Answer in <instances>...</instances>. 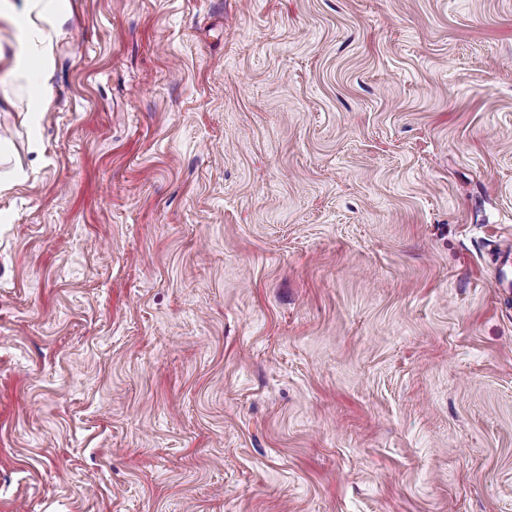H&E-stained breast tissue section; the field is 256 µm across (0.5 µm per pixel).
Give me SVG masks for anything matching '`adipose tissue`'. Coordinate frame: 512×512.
<instances>
[{"label":"adipose tissue","mask_w":512,"mask_h":512,"mask_svg":"<svg viewBox=\"0 0 512 512\" xmlns=\"http://www.w3.org/2000/svg\"><path fill=\"white\" fill-rule=\"evenodd\" d=\"M68 15L69 0H0V18L17 34L13 73L26 83L31 119L48 106L45 86L54 57L53 34Z\"/></svg>","instance_id":"obj_1"}]
</instances>
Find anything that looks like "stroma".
<instances>
[{"label":"stroma","mask_w":512,"mask_h":512,"mask_svg":"<svg viewBox=\"0 0 512 512\" xmlns=\"http://www.w3.org/2000/svg\"><path fill=\"white\" fill-rule=\"evenodd\" d=\"M0 22V512H512V0ZM12 0L0 2V17L7 20L17 34L13 74L26 83L31 121L36 122L40 112H45L48 98L45 91L49 69L53 62L56 32L69 15L68 0H21L18 6ZM38 57L40 65L32 68L29 56Z\"/></svg>","instance_id":"stroma-1"}]
</instances>
